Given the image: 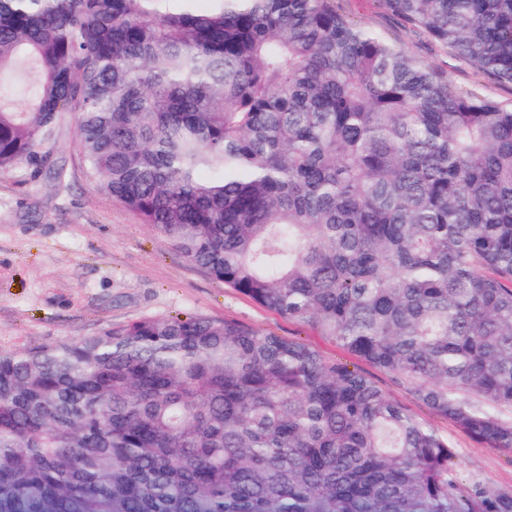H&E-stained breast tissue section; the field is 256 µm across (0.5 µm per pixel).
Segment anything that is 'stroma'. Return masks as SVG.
I'll return each instance as SVG.
<instances>
[{
  "label": "stroma",
  "instance_id": "1",
  "mask_svg": "<svg viewBox=\"0 0 512 512\" xmlns=\"http://www.w3.org/2000/svg\"><path fill=\"white\" fill-rule=\"evenodd\" d=\"M336 7L353 23L423 60L454 87L512 106L511 86L476 74L387 11L381 0H336ZM57 151L67 164L65 185L30 167L0 172V352L89 336L142 318L204 315L301 339L325 358L350 360L334 343L214 280L88 182L72 133L61 136ZM354 363L392 400L430 418L454 445L464 475L512 492V453L472 439L448 420L429 417L389 374Z\"/></svg>",
  "mask_w": 512,
  "mask_h": 512
}]
</instances>
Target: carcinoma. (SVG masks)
Returning a JSON list of instances; mask_svg holds the SVG:
<instances>
[{"label":"carcinoma","instance_id":"carcinoma-1","mask_svg":"<svg viewBox=\"0 0 512 512\" xmlns=\"http://www.w3.org/2000/svg\"><path fill=\"white\" fill-rule=\"evenodd\" d=\"M0 0V172L85 178L189 262L512 451V107L335 0ZM512 86V0H382ZM0 512H512L311 344L207 316L0 353Z\"/></svg>","mask_w":512,"mask_h":512}]
</instances>
